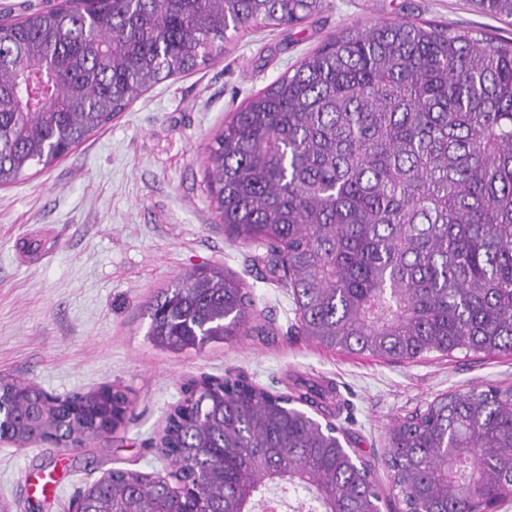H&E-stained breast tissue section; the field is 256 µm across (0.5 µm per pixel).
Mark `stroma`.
Listing matches in <instances>:
<instances>
[{"instance_id": "35a3bbf8", "label": "stroma", "mask_w": 512, "mask_h": 512, "mask_svg": "<svg viewBox=\"0 0 512 512\" xmlns=\"http://www.w3.org/2000/svg\"><path fill=\"white\" fill-rule=\"evenodd\" d=\"M401 21L512 38L511 25L469 0H320L300 25L229 32L219 62L154 85L50 167L0 187V377L55 397L118 388L128 399L112 432L82 446L0 443V505L71 512L113 469L173 479L155 442L183 384L208 376L280 394L321 390L371 465L380 512H402L385 466L391 425L448 393L512 386V356L396 363L315 346L295 331L290 291L259 252L225 238L207 197V147L233 112L327 39ZM21 248L46 257L21 265ZM213 267L246 283L264 333L179 352L155 346L150 304L186 272Z\"/></svg>"}]
</instances>
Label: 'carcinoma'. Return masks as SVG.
<instances>
[{
	"mask_svg": "<svg viewBox=\"0 0 512 512\" xmlns=\"http://www.w3.org/2000/svg\"><path fill=\"white\" fill-rule=\"evenodd\" d=\"M512 24V0H472ZM319 0H64L0 19V186L47 167L161 81L224 56L227 31L294 26ZM227 238L264 251L298 332L321 348L409 362L512 354V39L437 23L351 29L250 97L208 146ZM148 336L171 351L252 330L245 283L189 272L157 299ZM322 394L239 378L183 385L156 443L162 477L115 469L89 512H378L371 465L343 446ZM4 435L102 436L98 392L48 401L0 377ZM325 421H320L317 416ZM385 459L405 512H486L512 489V387L435 398L395 423Z\"/></svg>",
	"mask_w": 512,
	"mask_h": 512,
	"instance_id": "cac0c4a2",
	"label": "carcinoma"
}]
</instances>
